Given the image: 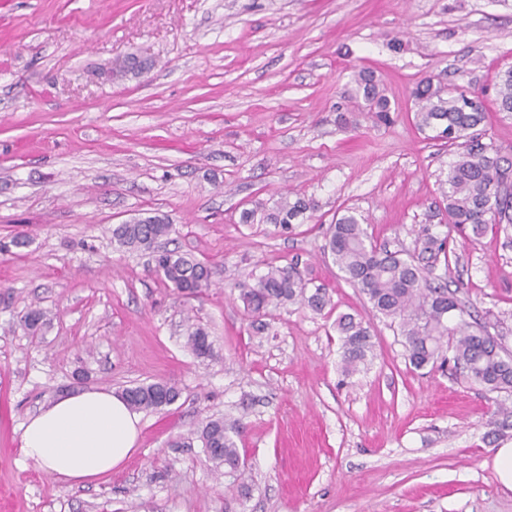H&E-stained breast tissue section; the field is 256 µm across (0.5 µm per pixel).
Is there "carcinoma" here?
Listing matches in <instances>:
<instances>
[{
  "mask_svg": "<svg viewBox=\"0 0 512 512\" xmlns=\"http://www.w3.org/2000/svg\"><path fill=\"white\" fill-rule=\"evenodd\" d=\"M499 111L512 112V68L498 75ZM365 110L378 122L391 121V103L371 73L363 71L357 80ZM415 121L418 130L431 133L455 148L446 179L440 181L441 222L447 231L423 227L413 252L392 251L377 243L358 217L346 210L329 227L328 249L342 277L364 295L374 314L397 327L408 362L417 370L434 365L443 349L448 361L471 383L502 399L496 401L489 424L494 433L512 430V351L505 337L495 336L487 323L473 321L471 315L448 287V280L437 273L438 264L448 263L452 253L451 233H464L473 239L493 225L505 234L512 229V160L493 143H483L477 128L486 114L475 95L461 86L453 88L431 77L421 80L414 92ZM315 210L303 197H281L272 204H261L240 213L241 224H275L291 231ZM173 231L169 220L160 215L139 216L116 225L113 243L120 249L152 252L155 245ZM154 271L179 294L190 297L210 288V268L190 254L167 250L155 257ZM239 298L253 318L256 330L264 328L262 318L272 309L291 304L315 314L330 304L326 289L309 290L294 266H269L258 275L238 283ZM47 324V313L30 310L24 325L32 333ZM340 338L342 373L353 376L366 369L374 358L370 323L356 313H340L334 322ZM188 345L199 357L212 353L205 329L195 328ZM129 405L138 410H156L176 402L178 387L170 382H153L124 390ZM239 426L223 419H209L200 429L199 439L209 459L224 468V500L238 501L249 493L245 483L244 459L234 436Z\"/></svg>",
  "mask_w": 512,
  "mask_h": 512,
  "instance_id": "1",
  "label": "carcinoma"
}]
</instances>
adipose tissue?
Returning a JSON list of instances; mask_svg holds the SVG:
<instances>
[{
  "label": "adipose tissue",
  "instance_id": "adipose-tissue-1",
  "mask_svg": "<svg viewBox=\"0 0 512 512\" xmlns=\"http://www.w3.org/2000/svg\"><path fill=\"white\" fill-rule=\"evenodd\" d=\"M142 415L103 388L58 397L27 419L24 457L67 487L97 483L135 452Z\"/></svg>",
  "mask_w": 512,
  "mask_h": 512
}]
</instances>
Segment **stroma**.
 <instances>
[{"label": "stroma", "mask_w": 512, "mask_h": 512, "mask_svg": "<svg viewBox=\"0 0 512 512\" xmlns=\"http://www.w3.org/2000/svg\"><path fill=\"white\" fill-rule=\"evenodd\" d=\"M145 61L116 76V59ZM512 67V0H0V512H512L492 465L494 395L450 368L415 370L327 250L338 213L410 249L432 222L452 150L414 125L428 76L479 94L512 156L496 76ZM394 108L355 106L360 71ZM316 208L293 231L240 223L280 195ZM167 216L159 249L208 264L174 294L115 225ZM295 265L332 313L285 305L255 331L238 282ZM512 349V239L456 237L445 273ZM49 325L30 333L32 307ZM369 321L375 358L345 378L334 321ZM212 354L187 345L192 325ZM169 381L124 466L60 486L26 462L22 426L52 398ZM238 420L250 496L224 502L197 432Z\"/></svg>", "instance_id": "1"}]
</instances>
